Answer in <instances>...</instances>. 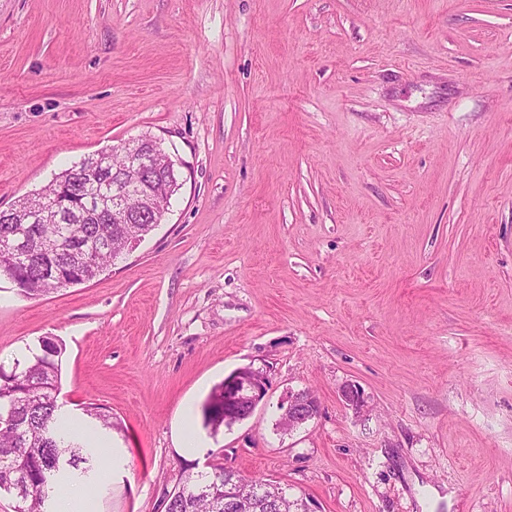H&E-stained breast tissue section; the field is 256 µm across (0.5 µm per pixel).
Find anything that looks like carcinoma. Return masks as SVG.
<instances>
[{
    "instance_id": "1",
    "label": "carcinoma",
    "mask_w": 512,
    "mask_h": 512,
    "mask_svg": "<svg viewBox=\"0 0 512 512\" xmlns=\"http://www.w3.org/2000/svg\"><path fill=\"white\" fill-rule=\"evenodd\" d=\"M72 169L55 175L39 194L27 199L29 207L58 198L69 184ZM105 174L139 180L145 191L152 188L155 173L130 168L126 156H109ZM69 217L60 224H8L0 215V251L11 252V260L0 261V277L8 279L17 294L37 299L61 288L80 285L100 275L115 263L117 250L129 244L126 234L136 229L150 234L153 220L129 224L94 223L82 210L88 202L71 193ZM41 353L0 363V492L15 500V512H50L58 484L94 476L96 439L70 428L61 411L63 345L45 337ZM224 378L202 406L203 424L216 433L240 418L238 405L224 399ZM238 486L248 504L224 495V485ZM168 512H301V500L288 494V487L269 488L261 481L243 482L234 471L215 466L190 474L182 488L171 494Z\"/></svg>"
}]
</instances>
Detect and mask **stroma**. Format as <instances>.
Listing matches in <instances>:
<instances>
[{
    "mask_svg": "<svg viewBox=\"0 0 512 512\" xmlns=\"http://www.w3.org/2000/svg\"><path fill=\"white\" fill-rule=\"evenodd\" d=\"M144 135L178 187L136 249L0 278V361L59 339L66 415L116 425L94 512L217 464L315 512H512V0H0V210ZM244 366L267 394L211 435ZM234 374L225 377L224 382L215 388L202 406L204 427L210 428L213 433H217L221 426H232L240 418L239 406L224 399V386ZM280 409L283 410V418L294 421V426L302 423L307 419L313 417L317 413L318 404L311 403L309 400L303 398V393H291L280 404ZM283 420V424L286 423Z\"/></svg>",
    "mask_w": 512,
    "mask_h": 512,
    "instance_id": "obj_1",
    "label": "stroma"
}]
</instances>
